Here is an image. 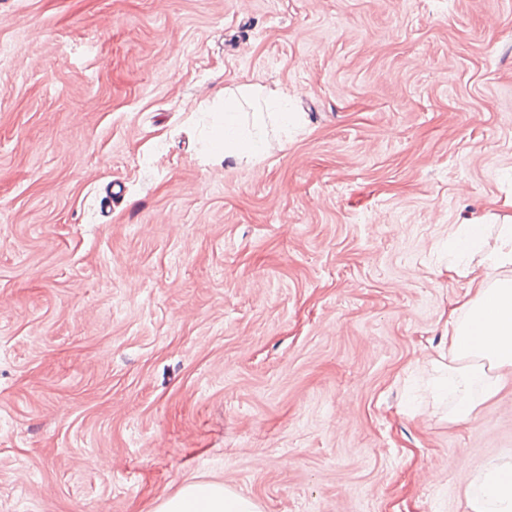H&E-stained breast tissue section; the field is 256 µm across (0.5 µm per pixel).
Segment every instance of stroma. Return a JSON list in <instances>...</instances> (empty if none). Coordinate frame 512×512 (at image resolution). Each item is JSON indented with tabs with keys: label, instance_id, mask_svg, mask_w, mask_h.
I'll list each match as a JSON object with an SVG mask.
<instances>
[{
	"label": "stroma",
	"instance_id": "obj_1",
	"mask_svg": "<svg viewBox=\"0 0 512 512\" xmlns=\"http://www.w3.org/2000/svg\"><path fill=\"white\" fill-rule=\"evenodd\" d=\"M296 131L224 161L225 90ZM512 196V0H0V512H469L425 381L448 234ZM157 512H261L252 498L218 483H188Z\"/></svg>",
	"mask_w": 512,
	"mask_h": 512
}]
</instances>
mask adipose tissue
I'll use <instances>...</instances> for the list:
<instances>
[{
	"label": "adipose tissue",
	"instance_id": "ef3b65f1",
	"mask_svg": "<svg viewBox=\"0 0 512 512\" xmlns=\"http://www.w3.org/2000/svg\"><path fill=\"white\" fill-rule=\"evenodd\" d=\"M295 117L284 92L253 87L224 95V110L211 135L215 154L258 155L268 125L285 128ZM489 227L473 218L448 236V270L463 273L468 289L459 310L447 321L448 351L453 359L437 391L464 390L454 418H475L481 405L497 394L503 370H512V276L490 279V270L512 267V217L497 225L496 244L487 247ZM470 512H512V461L490 464L471 483ZM157 512H261L252 498L218 483H189L164 501Z\"/></svg>",
	"mask_w": 512,
	"mask_h": 512
}]
</instances>
